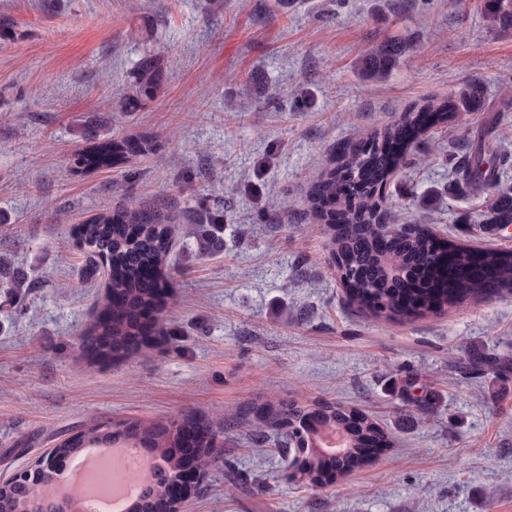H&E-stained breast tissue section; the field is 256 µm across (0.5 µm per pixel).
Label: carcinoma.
<instances>
[{
	"label": "carcinoma",
	"mask_w": 512,
	"mask_h": 512,
	"mask_svg": "<svg viewBox=\"0 0 512 512\" xmlns=\"http://www.w3.org/2000/svg\"><path fill=\"white\" fill-rule=\"evenodd\" d=\"M492 25L512 31V0H486ZM413 49L408 41L390 40L359 58L357 70L366 79H381ZM480 85H465L450 97L429 100L405 109L398 120L345 146L333 167L314 182L310 191L311 213L333 231V251L340 280L351 305L376 317L400 322L412 316L438 313L497 290L512 294V249L478 250L443 241L423 224H407L401 209L383 207V191L399 170L419 163L420 145L431 128L466 120L482 98ZM154 141L146 138L102 141L78 156L76 169L112 168L134 153L148 152ZM509 158L486 140L471 142L463 155L448 153V167L473 193L485 195V210L478 224H512V177ZM201 240L206 250L221 244L224 214L208 216ZM389 224L394 236L383 242L376 227ZM172 219L159 212L117 208L101 213L74 230L78 246L91 258L106 262L107 292L104 311L88 328L84 349L88 356L116 358L138 350L143 343L140 319L154 307L167 287L168 256L175 238ZM6 301L21 302L30 284L13 278L5 284ZM319 420L342 431L347 443L339 453L328 454L317 446L318 437L305 430L304 452L298 479L311 484L345 478L366 462L367 445L386 448L389 435L380 425L356 411L333 402L283 403L263 419L258 442L288 448L296 431ZM218 434L204 420L167 423L141 421L104 422L85 427L60 440L51 457L36 462L37 491L19 485L14 478L0 484V512H66L54 498L56 468L51 462L94 446L110 448L122 442L143 448L162 462L144 478L145 491L130 512H176L168 497L167 483L181 466L176 449L190 441L201 467L207 468L218 454Z\"/></svg>",
	"instance_id": "1"
}]
</instances>
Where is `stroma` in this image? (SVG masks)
<instances>
[{"label":"stroma","mask_w":512,"mask_h":512,"mask_svg":"<svg viewBox=\"0 0 512 512\" xmlns=\"http://www.w3.org/2000/svg\"><path fill=\"white\" fill-rule=\"evenodd\" d=\"M480 0H0V256L24 273L27 311L0 304V481L79 426L206 417L222 447L182 512H512V297L390 323L346 299L330 231L307 197L337 148L409 106L480 81L465 126L431 130L425 165L395 175L387 204L451 184L444 157L491 129L512 156V31ZM392 36L415 46L389 76L356 63ZM158 86L139 91L144 57ZM148 154L80 173L108 137ZM177 217L168 288L149 336L119 362L80 344L105 293L74 226L118 207ZM458 186L448 210L408 222L459 245L512 249ZM224 211V246L202 255V215ZM344 403L392 445L344 480L289 474L293 452L257 464L252 434L283 400Z\"/></svg>","instance_id":"35a3bbf8"}]
</instances>
